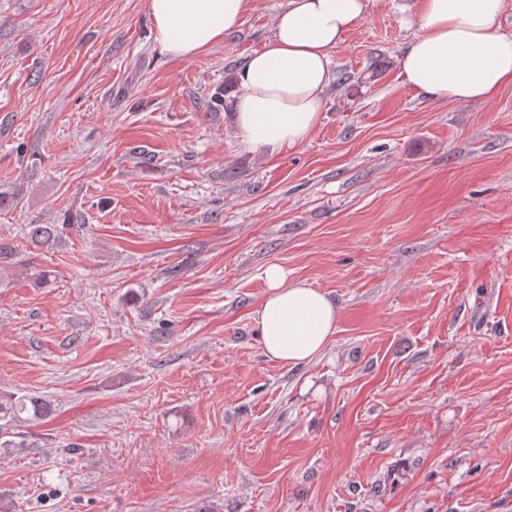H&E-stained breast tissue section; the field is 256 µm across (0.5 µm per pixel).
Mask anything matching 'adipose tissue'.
Masks as SVG:
<instances>
[{
    "label": "adipose tissue",
    "instance_id": "ef3b65f1",
    "mask_svg": "<svg viewBox=\"0 0 512 512\" xmlns=\"http://www.w3.org/2000/svg\"><path fill=\"white\" fill-rule=\"evenodd\" d=\"M370 0H287L272 34L236 74L233 126L239 144L265 159L300 148L318 126L332 81L333 53L366 16ZM503 0H420L419 32L400 57L408 85L459 103L493 99L512 85V34L501 31ZM249 0H147L168 56L195 59L223 43ZM265 295L253 321L267 359L304 364L321 355L339 312L327 294L264 270Z\"/></svg>",
    "mask_w": 512,
    "mask_h": 512
}]
</instances>
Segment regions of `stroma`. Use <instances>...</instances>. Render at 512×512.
<instances>
[{
    "instance_id": "1",
    "label": "stroma",
    "mask_w": 512,
    "mask_h": 512,
    "mask_svg": "<svg viewBox=\"0 0 512 512\" xmlns=\"http://www.w3.org/2000/svg\"><path fill=\"white\" fill-rule=\"evenodd\" d=\"M286 2L175 60L147 0H0V393L55 407L0 512H512V86L411 88L418 0H372L263 160L234 75ZM273 263L338 308L312 363L255 334Z\"/></svg>"
}]
</instances>
